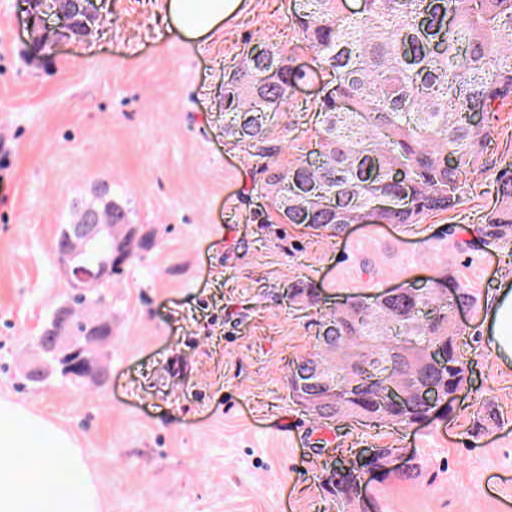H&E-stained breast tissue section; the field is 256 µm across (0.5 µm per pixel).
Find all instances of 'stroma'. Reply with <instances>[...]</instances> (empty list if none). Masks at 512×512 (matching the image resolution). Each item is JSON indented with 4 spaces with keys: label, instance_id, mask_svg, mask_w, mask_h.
<instances>
[{
    "label": "stroma",
    "instance_id": "1",
    "mask_svg": "<svg viewBox=\"0 0 512 512\" xmlns=\"http://www.w3.org/2000/svg\"><path fill=\"white\" fill-rule=\"evenodd\" d=\"M294 4L244 0L200 43L164 29L162 0H108L88 37L34 56L24 0H0V400L75 439L100 512H512V366L483 341L512 249L463 244L500 205L512 103L486 115L483 168L454 209L336 236L281 223L262 168L314 151L327 79L295 47ZM260 42L303 75L265 159L224 136V75ZM103 181L131 230L108 296V376L31 386L23 368L69 293L59 227ZM443 276L480 297L457 316L471 382L448 419L326 423L292 400L289 365L312 352L318 309L290 304L289 286H315L327 309ZM489 403L497 419L478 430ZM362 448L422 469L336 500L327 471Z\"/></svg>",
    "mask_w": 512,
    "mask_h": 512
}]
</instances>
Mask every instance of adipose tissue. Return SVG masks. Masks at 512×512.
Instances as JSON below:
<instances>
[{
  "label": "adipose tissue",
  "mask_w": 512,
  "mask_h": 512,
  "mask_svg": "<svg viewBox=\"0 0 512 512\" xmlns=\"http://www.w3.org/2000/svg\"><path fill=\"white\" fill-rule=\"evenodd\" d=\"M242 0H166L165 19L183 36L212 35L237 12ZM485 341L502 361H512V284L497 288L489 302ZM0 512H99L95 484L74 439L23 408L0 400ZM68 461L80 479H62Z\"/></svg>",
  "instance_id": "ef3b65f1"
}]
</instances>
